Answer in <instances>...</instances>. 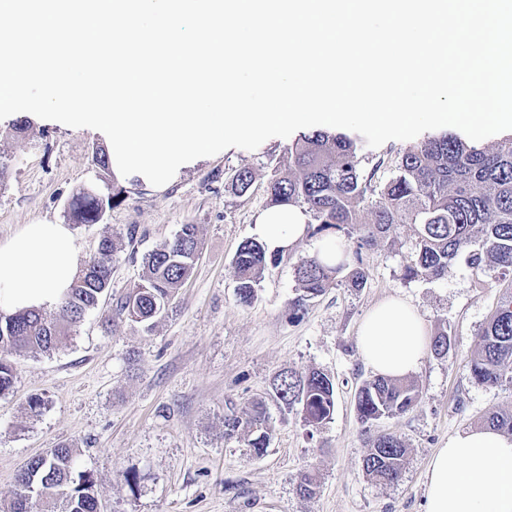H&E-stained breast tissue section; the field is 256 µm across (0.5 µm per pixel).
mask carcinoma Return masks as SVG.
Segmentation results:
<instances>
[{
    "label": "carcinoma",
    "mask_w": 512,
    "mask_h": 512,
    "mask_svg": "<svg viewBox=\"0 0 512 512\" xmlns=\"http://www.w3.org/2000/svg\"><path fill=\"white\" fill-rule=\"evenodd\" d=\"M358 142L348 136L318 131L288 148L285 171L266 185L268 206L293 205L308 215L307 235L338 243L344 259L329 263L318 254L295 266L299 283L293 312L341 283L359 290L368 270L364 253L374 249L400 224L413 226L415 257L404 269L407 280H437L453 261L465 257L481 270L493 267L512 276V135L495 147L478 148L461 137L443 134L409 146L371 169ZM254 183L248 168L238 170L232 186L246 195ZM118 194L105 199L86 189L72 198L69 213L76 224H96ZM197 225L184 224L165 245L148 253L140 283L117 299L111 320H130L148 327L166 314L178 288L189 278L200 250ZM115 240L106 235L98 257L78 273L50 319L30 309L0 314V395L15 384L13 354L49 353L72 337L85 316L106 296ZM265 244L243 241L234 256L237 302L249 306L268 262ZM472 380L482 386H512V289L484 326L468 357ZM275 398L301 414L306 425L319 428L332 419L336 404L333 380L320 370L283 371L273 380ZM415 382L375 376L356 393V408L367 434L369 452L363 469L373 481L390 485L402 478L407 462L404 441L393 433L374 432V422L411 412L420 401ZM486 426L512 435V411H493ZM272 428L265 404L252 400L224 416V438L240 439L256 456L269 447ZM18 490L6 512H100L94 473L81 469L77 449L61 443L34 456L17 475ZM317 476L302 473L297 490L316 492Z\"/></svg>",
    "instance_id": "cac0c4a2"
}]
</instances>
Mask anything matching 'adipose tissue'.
I'll return each instance as SVG.
<instances>
[{
  "label": "adipose tissue",
  "instance_id": "adipose-tissue-1",
  "mask_svg": "<svg viewBox=\"0 0 512 512\" xmlns=\"http://www.w3.org/2000/svg\"><path fill=\"white\" fill-rule=\"evenodd\" d=\"M307 220L300 208L271 207L255 232L269 251L283 253L305 236ZM78 272V249L67 225H25L0 240V310L54 307ZM357 339L369 368L395 378L418 371L429 343L424 318L400 297L375 305ZM425 512H512V436L481 427L449 438L428 467Z\"/></svg>",
  "mask_w": 512,
  "mask_h": 512
}]
</instances>
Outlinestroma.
<instances>
[{"instance_id":"35a3bbf8","label":"stroma","mask_w":512,"mask_h":512,"mask_svg":"<svg viewBox=\"0 0 512 512\" xmlns=\"http://www.w3.org/2000/svg\"><path fill=\"white\" fill-rule=\"evenodd\" d=\"M22 121L29 129L20 135ZM292 143L273 137L252 151L232 147L179 168L157 187L101 171L93 156L107 142L92 129L47 124L27 112L0 120V240L28 224H66L84 264L103 235L117 243L107 296L73 340L50 354L13 358L14 388L0 396V503L12 499L24 462L68 443L96 476L101 512H424L437 449L457 432L482 427L487 413L512 409V387L475 384L466 365L506 281L462 259L443 279L405 280L415 255L410 225L369 253L361 290L336 286L292 314L295 264L317 250V239L306 237L267 267L250 306L237 303L233 257L254 237L264 187L283 171ZM242 168L255 181L239 197L231 180ZM87 188L121 199L100 223H72L68 204ZM184 224L197 225L202 249L173 307L149 330L128 321L102 327V314L139 282L144 255ZM391 296L408 299L429 335L447 333L451 346L446 356L426 355L413 374L421 390L414 410L375 423L399 435L408 451L402 479L380 485L362 467L368 448L355 395L373 372L357 331L369 309ZM312 369L330 375L336 389L334 414L317 429L281 408L271 390L281 371ZM33 395L47 401L35 418L26 410ZM253 399L266 402L273 426L261 456L224 437L225 415ZM129 470L140 477L134 492L124 481ZM305 470L319 479L310 497L296 490Z\"/></svg>"}]
</instances>
